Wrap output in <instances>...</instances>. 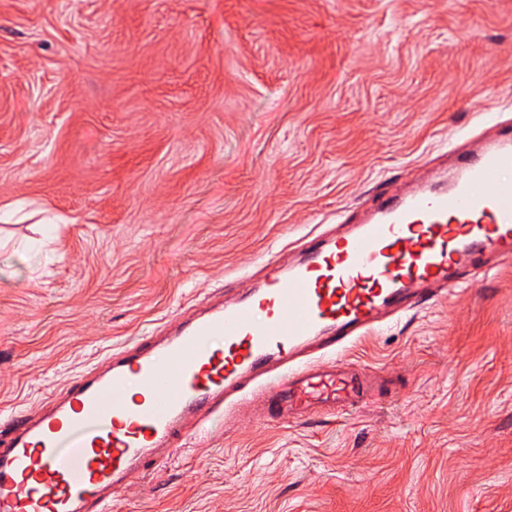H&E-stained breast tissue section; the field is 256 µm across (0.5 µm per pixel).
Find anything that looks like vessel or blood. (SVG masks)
Returning <instances> with one entry per match:
<instances>
[{
    "mask_svg": "<svg viewBox=\"0 0 512 512\" xmlns=\"http://www.w3.org/2000/svg\"><path fill=\"white\" fill-rule=\"evenodd\" d=\"M512 257V125L448 174L374 207L297 263L80 374L38 418L0 430V512H109L133 472L229 410L286 425L363 403L381 371L350 352L386 318L428 306L488 255Z\"/></svg>",
    "mask_w": 512,
    "mask_h": 512,
    "instance_id": "1",
    "label": "vessel or blood"
}]
</instances>
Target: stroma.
Instances as JSON below:
<instances>
[{"label":"stroma","instance_id":"1","mask_svg":"<svg viewBox=\"0 0 512 512\" xmlns=\"http://www.w3.org/2000/svg\"><path fill=\"white\" fill-rule=\"evenodd\" d=\"M509 118L512 0H0V421ZM465 279L354 349L363 407L216 425L112 512H512V261Z\"/></svg>","mask_w":512,"mask_h":512}]
</instances>
